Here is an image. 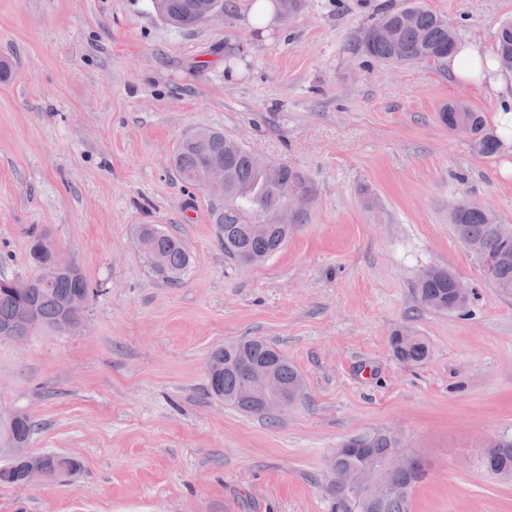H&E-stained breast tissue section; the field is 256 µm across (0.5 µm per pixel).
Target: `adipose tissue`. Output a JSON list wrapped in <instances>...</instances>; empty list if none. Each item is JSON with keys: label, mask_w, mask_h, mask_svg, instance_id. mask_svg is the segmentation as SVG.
I'll use <instances>...</instances> for the list:
<instances>
[{"label": "adipose tissue", "mask_w": 512, "mask_h": 512, "mask_svg": "<svg viewBox=\"0 0 512 512\" xmlns=\"http://www.w3.org/2000/svg\"><path fill=\"white\" fill-rule=\"evenodd\" d=\"M449 74L461 85L478 89L484 95L501 99L502 107L492 115L503 144L512 145V78H506L495 60L494 51L477 40L459 43L446 58Z\"/></svg>", "instance_id": "1"}]
</instances>
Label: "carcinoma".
Instances as JSON below:
<instances>
[{
	"mask_svg": "<svg viewBox=\"0 0 512 512\" xmlns=\"http://www.w3.org/2000/svg\"><path fill=\"white\" fill-rule=\"evenodd\" d=\"M197 0H165L166 21L181 29H193L194 6ZM457 45V33L448 27V21L423 9L416 0L397 12H384L364 28L358 38L362 53L372 59L388 63L393 59L403 63L441 60L451 54ZM496 56L500 67L512 73V20L498 29ZM441 122L448 132L469 140L480 154L490 157L498 153V139L489 127L485 113L476 111L461 102H451L440 113ZM234 151L235 161L230 181L237 190H255L261 180L264 159L245 150L236 141L224 137L213 129H197L187 134L172 155V166L182 181L198 186L206 165L224 159ZM306 182L304 176L291 166L281 173L280 188L271 189L258 198L266 208H275L288 201L286 192ZM214 223L222 227L231 242L224 246V256L239 262L247 255L264 261L285 245L284 233L275 224H264L254 229L241 222L239 205L226 201L215 207ZM455 236L462 242L475 244L482 254L496 261L495 280L492 286L504 295H512V225L500 224L492 212L473 203H458L451 214ZM136 238L147 242L153 255L151 262L157 274L168 281H177L190 264V255L182 241L163 231L155 224H140L135 229ZM454 274L443 268L431 267L420 276L417 293L420 303L438 312L453 313L462 310L467 299L459 298L453 288ZM26 293H18L5 285L0 286V323L11 320L26 305L34 306L41 328L58 330L64 305L75 296L88 298L89 284L81 269L49 279L36 277ZM394 358L403 366L425 363L430 357V346L421 336L397 332L390 337ZM211 356L223 364V369L208 378V390L217 397L224 396V403L242 412L255 415L257 400L248 391V378L239 369L243 357L266 359L273 365L274 389L299 400L305 389L303 374L288 358L260 338L227 342L212 350ZM33 425L28 415L16 413L0 424V447L8 450L27 447ZM365 441L359 450L335 452L336 466L353 471L361 456L384 460L399 449L397 438L388 431L358 435ZM14 465L9 475L0 483L18 485L25 483L21 454L14 452L5 461ZM486 471L505 479H512V439H504L489 456L481 459ZM420 475L399 470L385 474L387 493L373 500L358 503L335 495L333 512H408L411 487Z\"/></svg>",
	"mask_w": 512,
	"mask_h": 512,
	"instance_id": "carcinoma-1",
	"label": "carcinoma"
}]
</instances>
